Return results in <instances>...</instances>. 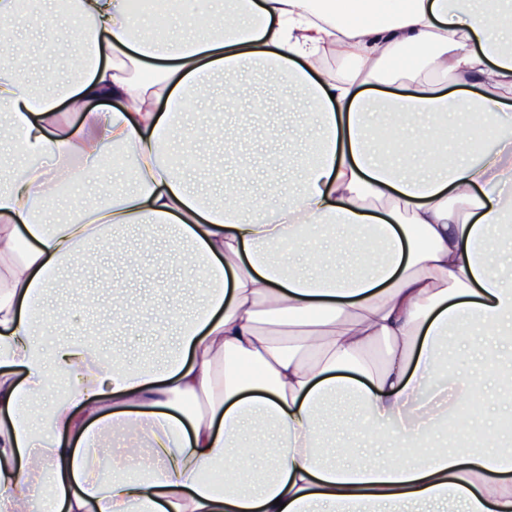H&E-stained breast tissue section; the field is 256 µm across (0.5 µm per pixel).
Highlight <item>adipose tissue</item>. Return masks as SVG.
<instances>
[{
    "label": "adipose tissue",
    "mask_w": 512,
    "mask_h": 512,
    "mask_svg": "<svg viewBox=\"0 0 512 512\" xmlns=\"http://www.w3.org/2000/svg\"><path fill=\"white\" fill-rule=\"evenodd\" d=\"M502 0H217L185 6L155 27L134 0H0V58L19 66L21 32L67 15L75 35L50 44L76 74L41 92L0 70V512H512V465L491 428L471 453L428 445L461 400L501 391L512 369V25ZM349 61L317 72L324 52ZM266 65L318 114L292 131L307 145L298 182L278 204L234 197L222 206L165 150L184 129L199 156L209 123L187 110L224 74L237 110L246 78ZM149 70L138 75L137 67ZM465 82L450 92L449 79ZM402 84L399 93L390 92ZM415 112L424 133L378 137L376 110ZM131 184L88 206L63 198L75 176L111 180L107 149ZM65 200L69 215L47 208ZM173 228L171 264L198 293L167 363L126 366L91 342L46 348L60 311L46 289L73 262L102 252L132 266L151 240L126 247L119 229ZM327 227L318 251L305 240ZM347 248L368 259L338 273ZM472 354L470 377L444 376L448 337ZM385 345L382 369L365 353ZM317 351L314 363L303 355ZM224 374L216 376V359ZM356 402L348 432L392 445L354 462L326 440L330 400ZM134 438L147 463L98 466L106 438Z\"/></svg>",
    "instance_id": "obj_1"
}]
</instances>
